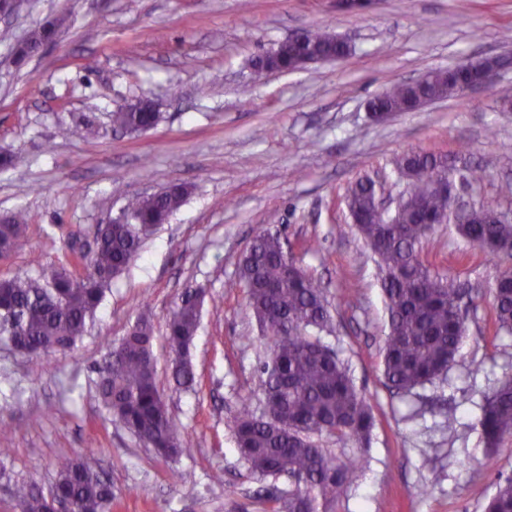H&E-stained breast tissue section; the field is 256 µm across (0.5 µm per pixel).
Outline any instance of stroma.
<instances>
[{"instance_id":"obj_1","label":"stroma","mask_w":512,"mask_h":512,"mask_svg":"<svg viewBox=\"0 0 512 512\" xmlns=\"http://www.w3.org/2000/svg\"><path fill=\"white\" fill-rule=\"evenodd\" d=\"M57 40L24 65L0 41V216L23 212L21 245L0 277L37 275L89 251L97 224L129 196L174 183L190 194L115 277L74 348L21 356L0 341V512H20L15 482L53 485L61 461L94 447L115 497L112 512H271L286 478L254 475L231 419L263 400L267 352L241 290L227 289L253 236L280 232L319 280L332 322L318 337L373 408L368 462L332 512H485L512 477V436L487 454L476 428L486 396L512 377V334L500 331L492 291L504 263L438 224L420 252L441 275L471 285L467 332L445 375L398 395L385 385L388 311L374 260L347 209L350 187L379 175L392 197L408 187L404 151L456 155L485 171L466 187L476 204L512 216V0H29L0 19L21 37L48 17ZM321 28L351 53L282 74L251 62L294 33ZM506 66L487 89L372 121L366 105L393 82L477 58ZM153 98L159 123L113 131L109 115ZM344 235H337V225ZM314 238L315 253L302 243ZM204 293L192 358L196 382L178 387L165 323L185 289ZM154 324L158 389L189 456L171 462L130 435L97 396L98 368L140 314Z\"/></svg>"}]
</instances>
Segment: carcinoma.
<instances>
[{
    "label": "carcinoma",
    "mask_w": 512,
    "mask_h": 512,
    "mask_svg": "<svg viewBox=\"0 0 512 512\" xmlns=\"http://www.w3.org/2000/svg\"><path fill=\"white\" fill-rule=\"evenodd\" d=\"M60 20L47 19L29 32L36 46L54 40ZM307 53L331 60L348 55L347 46L321 29H308L299 42L282 46L274 64L297 70ZM461 74L433 71L422 83L391 85L369 101L373 110L404 112L421 99H447L461 91ZM155 112H114L112 127H153ZM409 187L400 206L381 214L375 208L377 188L370 179L351 188L347 203L356 230L371 250L381 275L388 333L383 373L390 390L406 394L438 378L453 362L465 332L461 302L473 292L455 279L431 271L419 245L432 225L430 215L448 213V196L436 191L431 177H449L455 162L446 155L407 151L395 160ZM188 190L175 185L157 198L136 196L127 205L129 223L102 224L96 248L73 252L74 269L49 265L38 277L15 274L0 278V338L23 355L70 349L86 332L87 322L103 301L106 288L141 251L148 229L167 221ZM459 233L500 262L512 258V221L497 204L483 202L457 216ZM27 224L17 213L0 223V250L11 254ZM245 290V307L256 320L270 357L261 366L264 405L261 415L246 405L231 420L239 455L260 477L282 474L294 482L288 497L271 496L272 512H330L351 484L361 462H343L320 446L336 435L365 445L375 417L343 364L310 332L331 321L318 282L288 256L279 233L259 232L239 260L238 275L225 284ZM202 301L187 293L166 321V340L173 353L172 376L180 387L195 383L190 349L197 334ZM498 328L512 333V270L493 288ZM153 329L139 316L126 336L112 345L109 361L99 369L97 392L102 404L137 439L164 458L191 453L192 438L180 434L156 384ZM480 439L489 449L512 435V379L503 380L486 398L478 419ZM55 496L70 502L73 512H110L112 485L99 471L93 449L65 461L53 486ZM13 496L22 512H48L40 489L17 483ZM486 512H512V479L498 482Z\"/></svg>",
    "instance_id": "obj_1"
}]
</instances>
